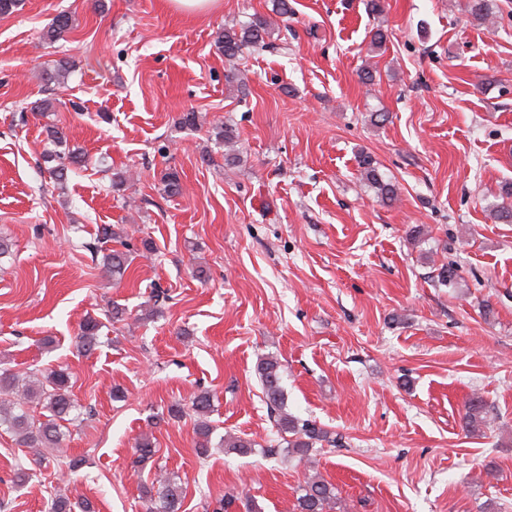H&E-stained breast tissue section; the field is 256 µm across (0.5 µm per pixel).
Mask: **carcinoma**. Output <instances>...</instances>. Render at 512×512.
Segmentation results:
<instances>
[{"label":"carcinoma","mask_w":512,"mask_h":512,"mask_svg":"<svg viewBox=\"0 0 512 512\" xmlns=\"http://www.w3.org/2000/svg\"><path fill=\"white\" fill-rule=\"evenodd\" d=\"M73 27V18L69 13H60L43 30L42 38L48 43L63 39ZM272 23L264 16L254 17L247 25L236 29L229 27L220 32L215 41L217 50L224 55L225 80L233 85L239 82L236 59L245 46H263L265 39L271 36ZM238 134L232 125L227 124L218 136L224 145L225 157L234 161L238 159ZM82 153L73 150L64 158L51 152L45 155L49 163L47 171L50 178L60 181L68 172V164L80 163ZM365 179L377 190L382 201L391 203L397 199L396 186L381 178L370 163L363 162ZM163 192L169 196L181 192L179 176L174 171H168L161 177ZM503 202L492 207L494 219L504 224L512 223V185L503 189ZM124 250H113L106 254L104 266L112 274V279L120 280L126 274L129 266L128 244H123ZM101 323L94 317L85 319L78 335L77 347L84 352L95 350L99 344ZM263 394L268 406L277 411L276 427L284 434H291L292 440L288 447L305 458L310 455L315 445L330 442L327 430L316 422L301 420L288 413L285 408L284 390L281 384V364L274 357H262L256 365ZM70 375L64 370L41 373L38 369L30 370V375L23 378L13 373L0 374V427L13 434L16 444L24 448H59L63 440L56 420L81 409V405L72 397ZM37 402L47 408L51 418L45 421L31 419L25 411L30 402ZM191 411L196 417L197 433L200 438L197 452L205 456L211 444L213 428L208 421L212 411V396L207 391L197 394L187 408L176 404L168 408V415L180 418L185 411ZM483 404L478 398L472 399L466 405L463 417L465 427L476 429L482 424ZM148 506L147 512H180L182 507V488L179 484L162 475L156 479V486L145 489ZM336 503V487L323 479L308 480L297 488L295 512H327Z\"/></svg>","instance_id":"1"}]
</instances>
